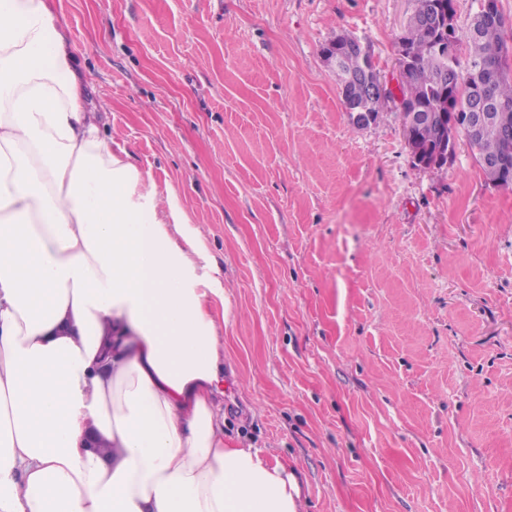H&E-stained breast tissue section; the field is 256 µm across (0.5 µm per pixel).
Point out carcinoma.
Returning <instances> with one entry per match:
<instances>
[{
    "label": "carcinoma",
    "mask_w": 512,
    "mask_h": 512,
    "mask_svg": "<svg viewBox=\"0 0 512 512\" xmlns=\"http://www.w3.org/2000/svg\"><path fill=\"white\" fill-rule=\"evenodd\" d=\"M505 24L503 16L497 20H474L464 30L453 28L452 34L446 37L456 49L454 62L458 77L452 95L454 106L459 111L471 110L474 102L472 88L484 83L493 87L501 111L512 115V76L508 74V49L502 39ZM399 45L405 48L410 59L407 81L399 84V111L407 112L414 108L435 111L440 98L438 74L444 65L436 50V39L410 19L404 34L399 37ZM334 69L346 110L380 115L391 92L377 90L363 95L356 91L351 81V76L371 69L369 59L359 49L351 48L340 55ZM461 133L466 136L487 180L496 186L511 187L512 181L505 180L500 171L488 168L484 160L506 157L512 161V138H506L495 121L486 123L475 134L465 127Z\"/></svg>",
    "instance_id": "1"
}]
</instances>
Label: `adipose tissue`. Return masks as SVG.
I'll list each match as a JSON object with an SVG mask.
<instances>
[{
    "instance_id": "obj_1",
    "label": "adipose tissue",
    "mask_w": 512,
    "mask_h": 512,
    "mask_svg": "<svg viewBox=\"0 0 512 512\" xmlns=\"http://www.w3.org/2000/svg\"><path fill=\"white\" fill-rule=\"evenodd\" d=\"M86 101L48 0H0V512H299L224 439L222 289Z\"/></svg>"
}]
</instances>
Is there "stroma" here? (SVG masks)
Segmentation results:
<instances>
[{
	"label": "stroma",
	"mask_w": 512,
	"mask_h": 512,
	"mask_svg": "<svg viewBox=\"0 0 512 512\" xmlns=\"http://www.w3.org/2000/svg\"><path fill=\"white\" fill-rule=\"evenodd\" d=\"M105 129L173 195L224 291L230 437L301 512H512V187L465 141L416 167L323 57L388 87L414 0H50ZM325 56L332 64L337 60L336 51L333 53L326 52ZM333 66L336 69V77L347 112H356L354 121L358 124L370 123L371 120L368 118L367 112L379 116L383 104L391 97V92L388 90L380 92L385 86L380 74L374 70L372 73L368 72L365 78H359V82L362 83L365 89L368 91L377 90L363 95L356 91L354 83L350 80L352 75L364 70H372L369 59L359 49L345 50Z\"/></svg>",
	"instance_id": "1"
}]
</instances>
